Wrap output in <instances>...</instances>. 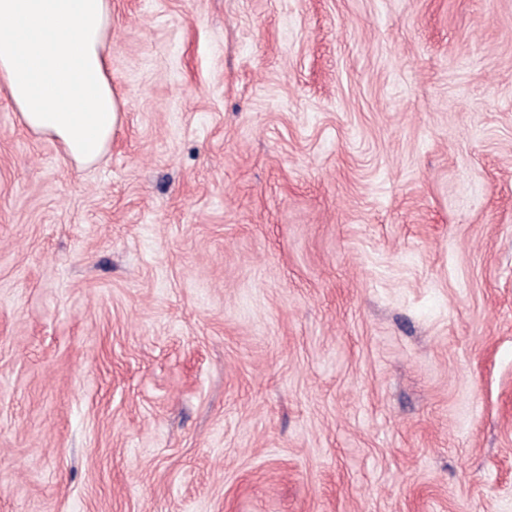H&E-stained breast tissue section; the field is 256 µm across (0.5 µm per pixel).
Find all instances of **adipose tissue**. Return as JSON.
<instances>
[{"instance_id": "obj_1", "label": "adipose tissue", "mask_w": 512, "mask_h": 512, "mask_svg": "<svg viewBox=\"0 0 512 512\" xmlns=\"http://www.w3.org/2000/svg\"><path fill=\"white\" fill-rule=\"evenodd\" d=\"M111 19L112 0H0V86L23 125L80 167L106 152L119 122Z\"/></svg>"}]
</instances>
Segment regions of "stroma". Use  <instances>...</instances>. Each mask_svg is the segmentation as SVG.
<instances>
[{"instance_id":"35a3bbf8","label":"stroma","mask_w":512,"mask_h":512,"mask_svg":"<svg viewBox=\"0 0 512 512\" xmlns=\"http://www.w3.org/2000/svg\"><path fill=\"white\" fill-rule=\"evenodd\" d=\"M80 168L0 89V512H512V0H112Z\"/></svg>"}]
</instances>
